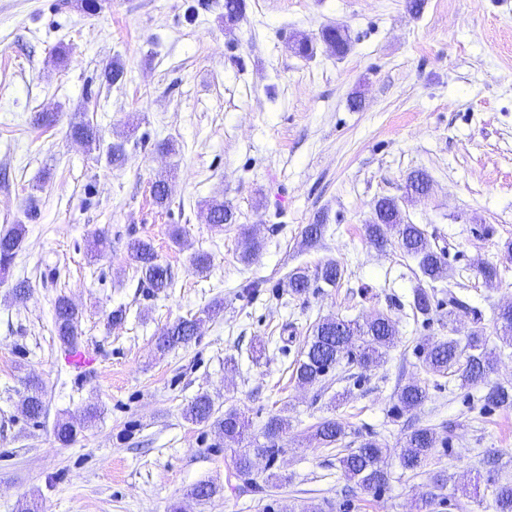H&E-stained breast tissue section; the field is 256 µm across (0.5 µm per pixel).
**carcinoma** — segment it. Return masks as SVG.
Returning a JSON list of instances; mask_svg holds the SVG:
<instances>
[{"label":"carcinoma","mask_w":512,"mask_h":512,"mask_svg":"<svg viewBox=\"0 0 512 512\" xmlns=\"http://www.w3.org/2000/svg\"><path fill=\"white\" fill-rule=\"evenodd\" d=\"M246 9L245 0H224V27L231 30L242 18ZM320 40L331 53L343 56L350 49V37L341 26H327L321 29ZM291 49L300 56L311 57L314 44L305 35H295ZM125 67L115 59L105 68L103 80L115 85L122 81ZM72 137L88 146L100 148V136L91 122H81L71 127ZM106 155L114 168L122 167L127 161V150L122 143H111L106 147ZM430 179L423 171H414L406 180V193L414 198L427 194ZM209 223L216 226L233 224L236 216L233 208L222 200L211 199L205 203ZM26 225L13 224L0 234V271L10 267L22 249L26 237ZM366 233L374 245L383 248L391 239H396L402 252L417 260L422 276L431 283L447 279V269L442 261L443 251L432 245L425 230L419 224L403 222L395 199L382 197L375 203V220L366 225ZM241 236V259L253 260L260 250V242L243 230ZM129 259L141 273V279L160 293L172 287L170 269L158 261L151 242L135 239L128 245ZM344 268L336 260H329L320 267L317 278L327 286L336 285L342 278ZM311 278L303 267H296L287 275L284 287L291 295H301L310 288ZM457 282H448V315L462 311L467 304L458 296ZM435 292L419 287L413 294L411 310L414 316L431 319ZM223 310V304L216 302L204 310L205 317L212 318ZM203 317V318H205ZM203 318L181 319L166 327L156 339L159 352H168L186 344L196 336L198 325ZM54 320L58 338L68 350L79 342V310L64 296L57 298ZM496 323L500 325L502 339L512 344V304L499 309ZM398 334L396 321L385 314H378L371 320L359 324L338 317H329L316 322L305 342L301 357L296 360L292 376L301 385H314L323 381L327 373L349 358L362 368L369 369L381 363L385 351L390 348ZM488 340L479 327L470 331L465 344L455 338L429 341L423 346L422 362L426 370L437 376H455L461 385H475L484 381L495 369L496 356L487 348ZM426 386L411 381L400 388L398 401L400 408L411 411L421 406L427 399ZM21 412L30 419H38L45 412V403L38 383L29 382L27 394L23 397ZM214 401L207 394H201L184 409V419L193 423H212L224 442V447L233 452L235 474L242 481L243 488L253 490L258 484L253 477V457L262 455L275 460L282 452L281 441L288 431V418L282 415L270 417L264 425L265 443L251 447L249 420L236 411L215 416ZM56 437L62 444H68L77 436L76 426L69 420L57 421ZM346 426L338 419H326L315 426L311 442L319 447L332 448L343 440ZM440 436L434 428L417 427L407 433L401 442L399 464L402 469L419 472L427 466L437 452ZM390 449L373 438L363 439L357 448L339 459L344 475L364 490H379L386 486L391 473L387 459ZM494 512H512V482L492 484Z\"/></svg>","instance_id":"cac0c4a2"}]
</instances>
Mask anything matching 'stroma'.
<instances>
[{
  "label": "stroma",
  "mask_w": 512,
  "mask_h": 512,
  "mask_svg": "<svg viewBox=\"0 0 512 512\" xmlns=\"http://www.w3.org/2000/svg\"><path fill=\"white\" fill-rule=\"evenodd\" d=\"M233 31L224 0H0V232L27 234L0 280V512H416L436 492L434 512H492V486L471 482L484 458L500 457L496 479L512 481V406H488L495 385L512 388V346L501 347L495 312L512 303V0H245ZM348 29L344 56L319 42L323 27ZM317 47L294 53L293 35ZM120 84L102 82L114 59ZM361 94L362 106L350 105ZM55 114L48 128L39 113ZM92 121L103 143L124 144L123 169L88 151L70 126ZM172 138L176 153L157 150ZM431 178L428 196L405 200L408 174ZM172 172L170 200L151 186ZM383 196L399 199L405 221L421 225L446 254L468 309L449 321L440 307L414 319L425 280L396 245L376 248L366 226ZM230 202L236 221L208 224L201 205ZM323 217L325 232L302 245V230ZM184 231L182 244L170 238ZM262 248L239 258L241 228ZM107 244L92 247L98 235ZM135 239L151 241L174 285L154 294L128 258ZM209 253V272L190 258ZM342 263L336 286L312 283L288 295L287 273ZM501 280L485 288L482 266ZM29 293L15 297L14 285ZM82 310L79 345L93 359L76 372L56 335L58 296ZM223 313L189 344L155 351L160 331L214 300ZM126 311L111 324L115 309ZM397 322L384 362L365 371L341 364L325 382L302 387L291 376L311 326L335 316ZM483 328L500 347L497 369L474 386L426 373L428 340H465ZM43 390L45 414L20 411L28 379ZM421 381L429 397L396 411L399 388ZM209 394L219 412L237 410L261 437L267 419L287 417L283 453L256 463L258 490L233 474L232 453L215 429L191 423L182 408ZM98 419L70 445L55 438L59 416ZM336 418L344 447L371 437L399 450L404 433L436 428L448 441L419 473L392 465L377 492L348 480L338 450L309 442L314 426ZM448 477L434 489L435 473ZM213 481L220 494L186 495Z\"/></svg>",
  "instance_id": "stroma-1"
}]
</instances>
